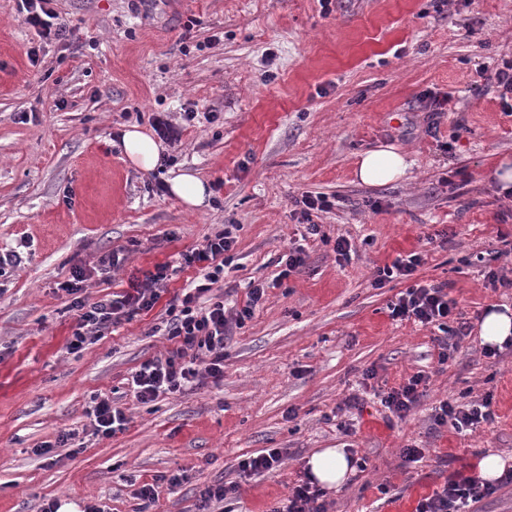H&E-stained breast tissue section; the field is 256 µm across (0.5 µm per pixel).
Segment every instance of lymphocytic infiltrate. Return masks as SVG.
<instances>
[{
	"label": "lymphocytic infiltrate",
	"mask_w": 512,
	"mask_h": 512,
	"mask_svg": "<svg viewBox=\"0 0 512 512\" xmlns=\"http://www.w3.org/2000/svg\"><path fill=\"white\" fill-rule=\"evenodd\" d=\"M52 0H21V11L29 25L38 28L47 40L62 41L70 31L58 22ZM233 225L227 224L206 238L203 245L183 254L184 266L198 267V284L184 288L170 302L165 330L175 345L164 354L143 361L131 376L137 399L144 404L163 395H174L198 385L201 380L224 379V347L234 329L243 327L266 296L265 282L251 283L244 304L225 307L223 296L212 287L224 278V269L233 261ZM169 279V267L155 265L143 282L132 284L130 291L95 302L79 295L83 269H76L64 289L72 294V307L78 319L68 343L70 353L81 352L88 340L104 335L121 320L152 310ZM456 308L444 286L415 285L402 292L389 306L392 319L412 320L437 326L441 362H448L459 340L468 336L471 325L454 317ZM495 485L457 472L442 490L419 502L416 512H464L466 507L495 492Z\"/></svg>",
	"instance_id": "f902f5d3"
}]
</instances>
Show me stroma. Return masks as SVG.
<instances>
[{"mask_svg": "<svg viewBox=\"0 0 512 512\" xmlns=\"http://www.w3.org/2000/svg\"><path fill=\"white\" fill-rule=\"evenodd\" d=\"M74 29L42 41L18 0H0V512H41L51 500L102 512H197L199 492L234 482L226 512H273L323 448L350 449L356 473L327 491L328 512H416L474 458L512 456V353L485 357L478 333L439 361L437 327L396 321L388 306L411 282L446 285L479 324L512 306V198L492 173L512 163V112L479 67L512 57V0H53ZM452 94L430 115L428 94ZM194 121H184L186 112ZM181 124L167 170L123 159L126 125ZM404 152L405 177L366 186L360 154ZM189 171L214 192L209 207L168 196ZM332 206L313 213L319 238L293 215L303 192ZM236 225L234 261L215 286L243 303L252 281L271 287L224 349V379L140 403L127 380L171 342L156 326L195 279L181 256ZM448 243L438 246L437 235ZM351 245L338 258L337 239ZM303 240L307 263L274 285L279 258ZM122 246L126 263L100 271ZM420 252L413 281L377 288L378 269ZM174 273L159 302L93 339L66 346L76 325L63 289L83 268V297L128 291L155 265ZM499 282H490L488 271ZM374 379H366L367 371ZM429 377L404 419L366 386ZM357 406L347 407L352 395ZM127 423L96 435L94 400ZM490 400L492 422L457 432L434 422L441 402ZM67 435L59 443V435ZM55 447L54 461L35 450ZM422 450L405 461L407 445ZM278 448L281 464L246 477L244 459ZM188 478L169 486L167 475ZM158 497L143 507L140 486Z\"/></svg>", "mask_w": 512, "mask_h": 512, "instance_id": "1", "label": "stroma"}]
</instances>
